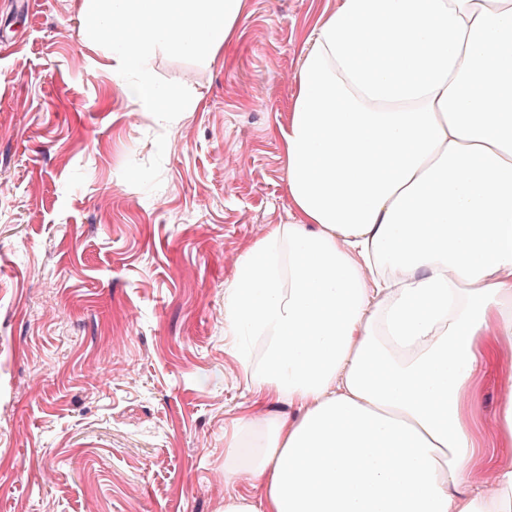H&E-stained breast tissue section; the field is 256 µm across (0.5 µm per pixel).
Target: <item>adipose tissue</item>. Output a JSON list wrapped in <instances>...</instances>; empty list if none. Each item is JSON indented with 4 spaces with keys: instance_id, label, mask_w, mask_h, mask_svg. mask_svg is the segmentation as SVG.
<instances>
[{
    "instance_id": "adipose-tissue-1",
    "label": "adipose tissue",
    "mask_w": 512,
    "mask_h": 512,
    "mask_svg": "<svg viewBox=\"0 0 512 512\" xmlns=\"http://www.w3.org/2000/svg\"><path fill=\"white\" fill-rule=\"evenodd\" d=\"M245 0H85L145 111L155 50L212 56ZM293 216L224 289L250 403L224 512H512V0H341L282 133ZM501 376L497 452L472 419ZM288 404L283 417L268 398Z\"/></svg>"
}]
</instances>
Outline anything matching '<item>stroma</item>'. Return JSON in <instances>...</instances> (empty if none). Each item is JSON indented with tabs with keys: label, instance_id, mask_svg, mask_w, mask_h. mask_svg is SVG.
<instances>
[{
	"label": "stroma",
	"instance_id": "obj_1",
	"mask_svg": "<svg viewBox=\"0 0 512 512\" xmlns=\"http://www.w3.org/2000/svg\"><path fill=\"white\" fill-rule=\"evenodd\" d=\"M83 2L0 0V512H224L249 398L224 287L290 220L281 133L340 0H245L215 59L159 51L197 103L169 124Z\"/></svg>",
	"mask_w": 512,
	"mask_h": 512
}]
</instances>
